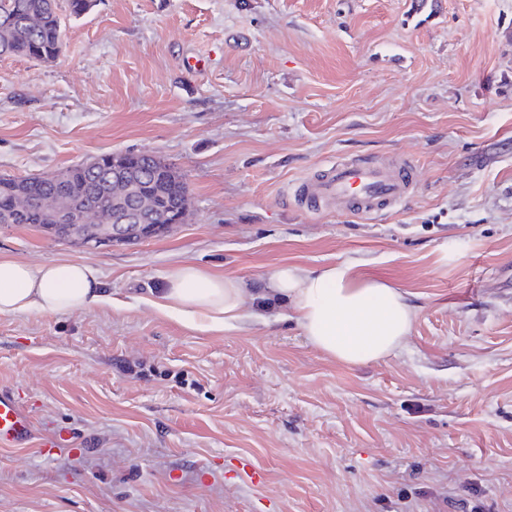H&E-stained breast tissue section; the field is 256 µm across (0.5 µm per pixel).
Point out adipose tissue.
<instances>
[{"mask_svg":"<svg viewBox=\"0 0 512 512\" xmlns=\"http://www.w3.org/2000/svg\"><path fill=\"white\" fill-rule=\"evenodd\" d=\"M268 291L289 306L309 343L350 367L394 353L415 317L399 289L358 278L347 261L317 272L280 266ZM246 292L240 280L182 264L168 274L155 306L196 330L222 332L240 320ZM109 302L90 264L53 259L33 267L0 257V314L71 313Z\"/></svg>","mask_w":512,"mask_h":512,"instance_id":"ef3b65f1","label":"adipose tissue"}]
</instances>
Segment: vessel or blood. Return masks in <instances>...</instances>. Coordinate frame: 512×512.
<instances>
[{"instance_id":"b4317fda","label":"vessel or blood","mask_w":512,"mask_h":512,"mask_svg":"<svg viewBox=\"0 0 512 512\" xmlns=\"http://www.w3.org/2000/svg\"><path fill=\"white\" fill-rule=\"evenodd\" d=\"M411 181L409 166L394 170L357 160L333 164L318 175L304 178L296 185L295 194L314 211L338 200L347 210L369 216L405 200ZM32 435L29 415L12 394L0 392V445H20Z\"/></svg>"}]
</instances>
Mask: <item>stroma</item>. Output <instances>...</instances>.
Listing matches in <instances>:
<instances>
[{
	"label": "stroma",
	"mask_w": 512,
	"mask_h": 512,
	"mask_svg": "<svg viewBox=\"0 0 512 512\" xmlns=\"http://www.w3.org/2000/svg\"><path fill=\"white\" fill-rule=\"evenodd\" d=\"M65 24L54 62L0 58V175L148 152L192 212L99 250L0 224V256L91 264L112 297L0 314V390L36 427L0 447V512H512V0H97ZM361 157L408 160V199L367 221L295 197ZM343 260L415 308L396 355L339 364L250 295L221 333L153 306L181 263L264 288Z\"/></svg>",
	"instance_id": "stroma-1"
}]
</instances>
